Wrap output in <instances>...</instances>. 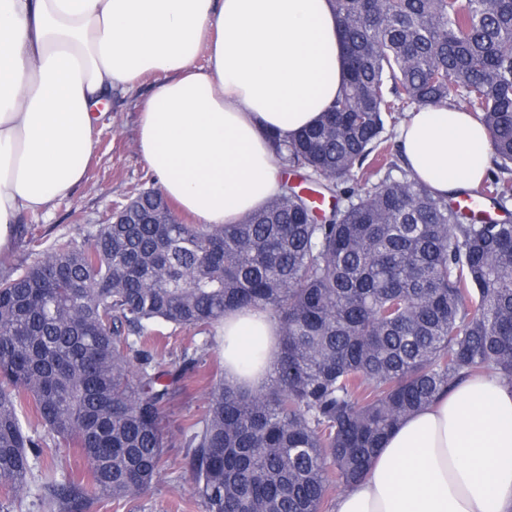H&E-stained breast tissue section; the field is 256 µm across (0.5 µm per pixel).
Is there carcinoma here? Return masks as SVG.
I'll return each instance as SVG.
<instances>
[{
    "mask_svg": "<svg viewBox=\"0 0 512 512\" xmlns=\"http://www.w3.org/2000/svg\"><path fill=\"white\" fill-rule=\"evenodd\" d=\"M345 90L290 140L284 169L346 204L328 211L286 181L238 224H185L157 191L132 195L131 224L88 244L61 239L0 275V487L20 502L49 443L78 448L87 478L38 475L48 512L132 503L164 470L161 423L196 353L162 370L156 324L202 331L231 309L279 322L269 381L208 383L183 433L205 512H328L334 474L362 479L384 439L459 380L512 385V181L479 222L396 165L355 168L387 124L464 102L501 168L512 165V0H333Z\"/></svg>",
    "mask_w": 512,
    "mask_h": 512,
    "instance_id": "carcinoma-1",
    "label": "carcinoma"
}]
</instances>
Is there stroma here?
Listing matches in <instances>:
<instances>
[{"label": "stroma", "instance_id": "obj_1", "mask_svg": "<svg viewBox=\"0 0 512 512\" xmlns=\"http://www.w3.org/2000/svg\"><path fill=\"white\" fill-rule=\"evenodd\" d=\"M163 80V74H149L133 89L113 92L99 122L94 156L83 180L68 196L55 200L50 215L21 217L20 236L10 250L0 253V274L25 266L32 261L33 251L48 250L57 240L92 239L114 205L126 202L136 189L158 187L136 140L140 113ZM161 331L156 360L164 369L172 368L185 348L205 341L210 347L200 361L198 377L186 381L165 413L163 428L169 446L162 477L136 502L126 505L107 500L101 503L100 512H205L193 494L182 431L205 412L204 381L223 374L224 343L214 327L196 335L169 325Z\"/></svg>", "mask_w": 512, "mask_h": 512}]
</instances>
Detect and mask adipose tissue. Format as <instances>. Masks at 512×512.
Segmentation results:
<instances>
[{
  "mask_svg": "<svg viewBox=\"0 0 512 512\" xmlns=\"http://www.w3.org/2000/svg\"><path fill=\"white\" fill-rule=\"evenodd\" d=\"M345 53L331 0H0V251L22 214L81 182L98 107L148 73L165 80L137 145L163 193L198 223H238L280 191L269 135L321 118ZM398 143L434 195L487 173L489 135L455 105L407 113ZM278 329L260 309L226 312L225 380L266 382ZM332 512H512V386L470 376L405 418Z\"/></svg>",
  "mask_w": 512,
  "mask_h": 512,
  "instance_id": "adipose-tissue-1",
  "label": "adipose tissue"
}]
</instances>
